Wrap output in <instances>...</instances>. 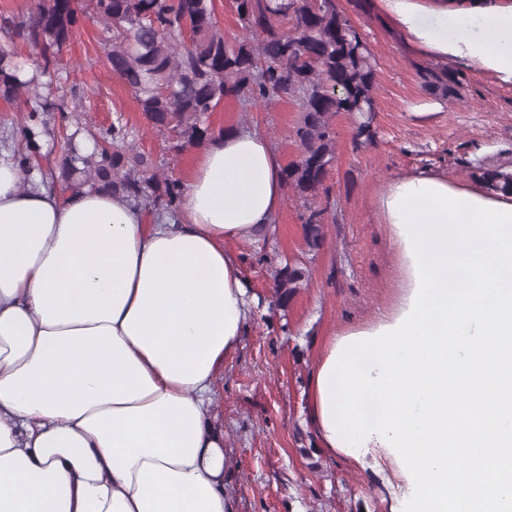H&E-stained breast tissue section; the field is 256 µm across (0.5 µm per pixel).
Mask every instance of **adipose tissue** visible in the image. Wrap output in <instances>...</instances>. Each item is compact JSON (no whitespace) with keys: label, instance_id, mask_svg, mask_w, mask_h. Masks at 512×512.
I'll use <instances>...</instances> for the list:
<instances>
[{"label":"adipose tissue","instance_id":"obj_1","mask_svg":"<svg viewBox=\"0 0 512 512\" xmlns=\"http://www.w3.org/2000/svg\"><path fill=\"white\" fill-rule=\"evenodd\" d=\"M372 6L419 54L512 82V9ZM282 169L263 131L217 134L150 223L0 157V512H237L215 382L257 298L224 244L269 229ZM378 210L400 292L319 357V446L386 449L411 512H512V198L416 174Z\"/></svg>","mask_w":512,"mask_h":512}]
</instances>
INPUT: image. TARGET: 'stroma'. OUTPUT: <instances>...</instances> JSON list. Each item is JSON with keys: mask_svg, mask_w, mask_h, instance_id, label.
I'll list each match as a JSON object with an SVG mask.
<instances>
[{"mask_svg": "<svg viewBox=\"0 0 512 512\" xmlns=\"http://www.w3.org/2000/svg\"><path fill=\"white\" fill-rule=\"evenodd\" d=\"M371 2L340 5L377 60V136L354 149L350 117L332 119L336 163L325 182L328 197L317 200L327 208L323 246L308 250L300 219L305 205L290 191L266 239L226 244L261 301L217 388V421L236 466L238 512H404L410 487L390 458L377 451L356 460L318 448L308 424L309 375L335 334L372 322L397 296V248L375 207L389 182L436 174L471 188V162L512 161V85L453 58L414 53ZM106 41L93 10H86L42 90L47 132L37 166L45 173L59 169L65 118L81 113L100 128L123 121L140 152L186 178L200 147L171 150L172 134L154 129L130 88L113 75ZM445 68L464 74L462 86L451 96L426 90V70ZM300 116L291 100L247 109L227 99L208 123L261 129L287 164L299 155L291 133ZM288 259L301 262L305 280L283 310L274 303L273 274Z\"/></svg>", "mask_w": 512, "mask_h": 512, "instance_id": "obj_1", "label": "stroma"}]
</instances>
